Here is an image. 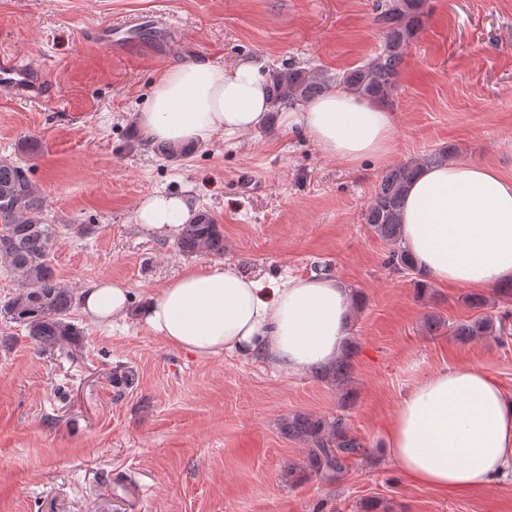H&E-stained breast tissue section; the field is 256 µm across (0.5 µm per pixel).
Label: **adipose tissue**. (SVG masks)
Wrapping results in <instances>:
<instances>
[{
	"mask_svg": "<svg viewBox=\"0 0 512 512\" xmlns=\"http://www.w3.org/2000/svg\"><path fill=\"white\" fill-rule=\"evenodd\" d=\"M270 107L262 62L222 67L200 59L160 77L136 127L149 146H205L262 127ZM280 121L352 166L387 163L396 134L393 113L341 86L282 112ZM193 217L184 198L156 193L137 204L134 220L166 237ZM401 225L415 268L430 280L477 290L512 285V178L495 168L422 165L406 189ZM79 301L96 323L131 310L128 288L109 279L81 288ZM351 303L330 275L265 280L214 263L186 270L136 312L156 336L190 354L259 355L300 373L341 354ZM381 440L407 479L444 496L501 482L512 476V394L481 368L440 369L402 396Z\"/></svg>",
	"mask_w": 512,
	"mask_h": 512,
	"instance_id": "ef3b65f1",
	"label": "adipose tissue"
}]
</instances>
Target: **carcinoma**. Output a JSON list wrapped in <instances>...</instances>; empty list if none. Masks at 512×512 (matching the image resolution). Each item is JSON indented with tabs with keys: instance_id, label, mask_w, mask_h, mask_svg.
<instances>
[{
	"instance_id": "cac0c4a2",
	"label": "carcinoma",
	"mask_w": 512,
	"mask_h": 512,
	"mask_svg": "<svg viewBox=\"0 0 512 512\" xmlns=\"http://www.w3.org/2000/svg\"><path fill=\"white\" fill-rule=\"evenodd\" d=\"M427 0H382L376 6L375 23L382 35V51L364 65L339 77L345 89L377 106L391 103L397 90L401 65L408 46L422 30L428 10ZM331 78L324 72L284 67L272 75L273 111L294 102L310 101L329 88ZM419 169L404 163L384 172L365 210V224L379 239L391 245L386 257L389 269L399 273L415 272L401 241L400 215L408 184ZM0 226L8 233L0 236V270L21 277L18 291L0 306L7 319L24 326L27 337L41 349L64 343H76L80 328L70 321L73 295L57 276L52 257L61 236L60 226L45 217L43 198L13 158L0 157ZM184 254H224V232L215 218L200 211L193 221L182 225L176 241ZM512 335L508 316L479 315L459 325L455 336L461 341L474 337ZM353 344L330 367L315 365L312 373L340 391L343 401L352 398L347 388L352 372ZM279 432L289 441L306 447L301 465H287L284 475L299 481L310 475L326 482L339 480L350 460L370 455L354 437L341 415L321 416L304 412L280 420Z\"/></svg>"
}]
</instances>
